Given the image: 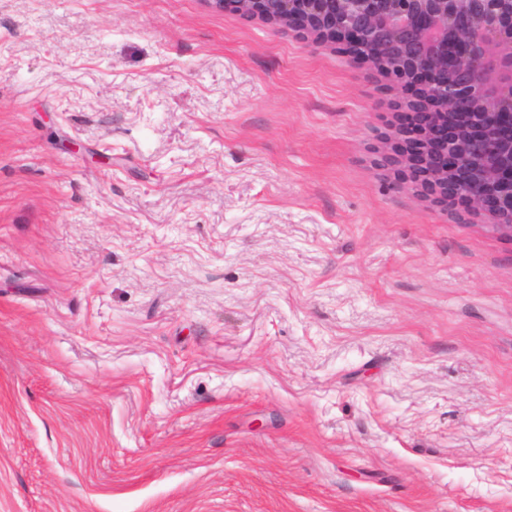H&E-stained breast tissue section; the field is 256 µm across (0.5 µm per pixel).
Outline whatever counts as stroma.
Listing matches in <instances>:
<instances>
[{"instance_id":"35a3bbf8","label":"stroma","mask_w":512,"mask_h":512,"mask_svg":"<svg viewBox=\"0 0 512 512\" xmlns=\"http://www.w3.org/2000/svg\"><path fill=\"white\" fill-rule=\"evenodd\" d=\"M396 93L210 0H0V512H512V238Z\"/></svg>"}]
</instances>
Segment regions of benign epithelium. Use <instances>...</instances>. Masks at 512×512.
I'll list each match as a JSON object with an SVG mask.
<instances>
[{
	"instance_id": "benign-epithelium-1",
	"label": "benign epithelium",
	"mask_w": 512,
	"mask_h": 512,
	"mask_svg": "<svg viewBox=\"0 0 512 512\" xmlns=\"http://www.w3.org/2000/svg\"><path fill=\"white\" fill-rule=\"evenodd\" d=\"M318 43L336 42L403 102L384 154L442 207L488 215L512 238V0H211Z\"/></svg>"
}]
</instances>
